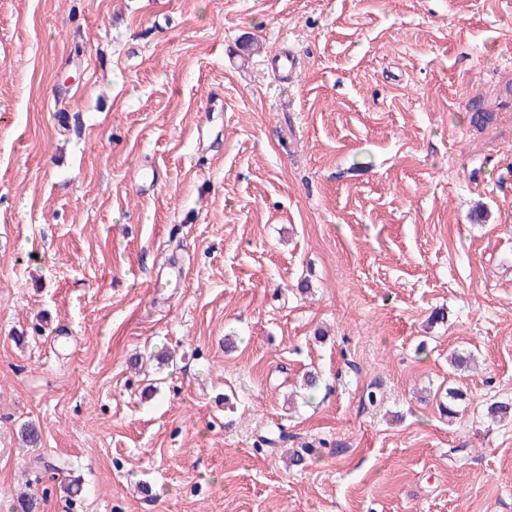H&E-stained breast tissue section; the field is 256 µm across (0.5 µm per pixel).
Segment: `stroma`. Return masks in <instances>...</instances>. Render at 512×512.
<instances>
[{"label":"stroma","instance_id":"stroma-1","mask_svg":"<svg viewBox=\"0 0 512 512\" xmlns=\"http://www.w3.org/2000/svg\"><path fill=\"white\" fill-rule=\"evenodd\" d=\"M497 401L512 0H0V512H512Z\"/></svg>","mask_w":512,"mask_h":512}]
</instances>
